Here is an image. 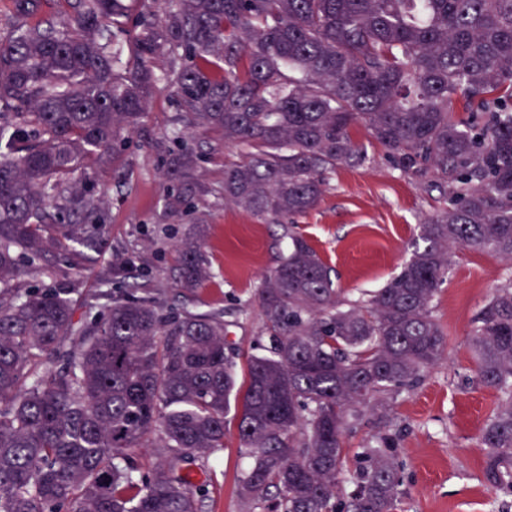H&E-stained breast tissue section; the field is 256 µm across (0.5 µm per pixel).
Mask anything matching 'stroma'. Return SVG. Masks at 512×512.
Instances as JSON below:
<instances>
[{
  "instance_id": "35a3bbf8",
  "label": "stroma",
  "mask_w": 512,
  "mask_h": 512,
  "mask_svg": "<svg viewBox=\"0 0 512 512\" xmlns=\"http://www.w3.org/2000/svg\"><path fill=\"white\" fill-rule=\"evenodd\" d=\"M173 112L169 90L160 88L117 166L103 176L111 200L109 245L94 266L81 272L78 301H91L118 262L126 268L125 283L148 280L170 287L177 243L198 237L211 277L198 288L194 307L224 313L230 321L242 373L258 346L268 342L256 292L285 255L288 240L280 226L225 204L224 160L238 151L213 133L199 140L200 172L213 189L196 204L206 214L205 223H195L190 213L162 223L164 144L172 136ZM352 136L364 145L366 162L329 173L319 204L293 219L348 302L368 298L400 272L412 255L419 224L445 204L443 192L429 178L396 169L364 127L353 128ZM511 282L512 262L493 253L461 248L451 256L448 277L432 306L444 333V358L390 410L406 463L401 512H512V502L502 503L487 485V450L481 444L501 394L479 381L470 346L480 309ZM205 463L211 474L205 512H240L238 479L249 458L240 445L236 419L227 422L223 449Z\"/></svg>"
}]
</instances>
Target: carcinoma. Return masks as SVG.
Here are the masks:
<instances>
[{
    "instance_id": "cac0c4a2",
    "label": "carcinoma",
    "mask_w": 512,
    "mask_h": 512,
    "mask_svg": "<svg viewBox=\"0 0 512 512\" xmlns=\"http://www.w3.org/2000/svg\"><path fill=\"white\" fill-rule=\"evenodd\" d=\"M0 31V512H202L203 458L229 413L264 512H394L405 463L384 425L347 439L444 355L431 305L457 248L512 261V0H12ZM167 67L157 73V61ZM174 96L163 217L213 193L190 141L218 132L224 202L262 220L317 205L361 163L362 125L448 206L365 303L339 300L305 239L259 289L268 353L238 381L221 313L188 307L210 275L180 243L176 306L149 283L77 314L79 273L108 242L101 177ZM478 378L502 393L485 479L512 497V285L482 307ZM155 449L144 469L143 449Z\"/></svg>"
}]
</instances>
